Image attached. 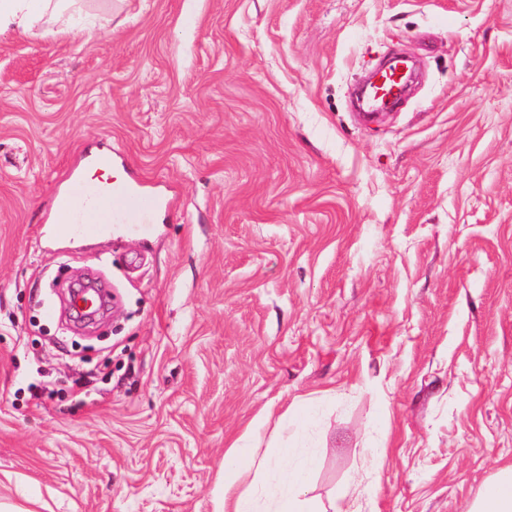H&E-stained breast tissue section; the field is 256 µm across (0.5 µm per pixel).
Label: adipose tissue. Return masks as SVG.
Listing matches in <instances>:
<instances>
[{
    "instance_id": "1",
    "label": "adipose tissue",
    "mask_w": 512,
    "mask_h": 512,
    "mask_svg": "<svg viewBox=\"0 0 512 512\" xmlns=\"http://www.w3.org/2000/svg\"><path fill=\"white\" fill-rule=\"evenodd\" d=\"M75 0H0V28L15 27L25 31L40 21L50 19L65 31L87 34L93 21L74 9ZM240 451L224 458V491L217 512H353L346 498L334 499L329 508H322L304 489L309 464L289 462L279 469L281 485L274 496L261 500L252 490H238L242 476ZM469 512H512V466L501 469L484 486Z\"/></svg>"
}]
</instances>
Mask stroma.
Returning a JSON list of instances; mask_svg holds the SVG:
<instances>
[{"label": "stroma", "mask_w": 512, "mask_h": 512, "mask_svg": "<svg viewBox=\"0 0 512 512\" xmlns=\"http://www.w3.org/2000/svg\"><path fill=\"white\" fill-rule=\"evenodd\" d=\"M0 32V507L215 512L233 443L358 512L512 464V0H81ZM424 78L366 123L360 76ZM105 150L168 203L59 234Z\"/></svg>", "instance_id": "35a3bbf8"}]
</instances>
